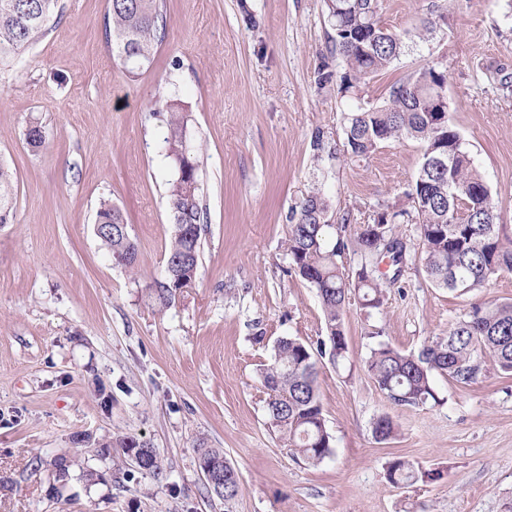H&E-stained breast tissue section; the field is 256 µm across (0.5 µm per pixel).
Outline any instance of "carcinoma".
Wrapping results in <instances>:
<instances>
[{
    "instance_id": "1",
    "label": "carcinoma",
    "mask_w": 512,
    "mask_h": 512,
    "mask_svg": "<svg viewBox=\"0 0 512 512\" xmlns=\"http://www.w3.org/2000/svg\"><path fill=\"white\" fill-rule=\"evenodd\" d=\"M106 38L128 72L137 74L149 66L166 31V0H109ZM331 42L341 58L343 71L322 73L324 88L336 82L337 93L350 100L341 112L343 141L337 142L320 130L310 138L316 170L340 158H369L391 141L411 139L422 145L420 167L404 193V200L375 212L370 224H350L351 212L336 217L324 185L313 180L291 208L286 238L290 270L316 289L323 312L326 338L308 343L282 337L274 355L261 365L269 426L293 453L317 465L331 455L334 444L327 430L316 386V366L323 359L337 365L346 360L344 313L349 294L358 295L361 308L383 307L385 288L395 285L413 245L397 232L399 224H414L418 249L428 280L436 288L468 293L490 285L503 272H512V242L500 237L497 204L463 147L459 134L445 121L436 123L433 94L448 82V72L431 62L415 76L392 83L381 105L365 100L363 87L390 67L404 52L402 35L385 29L380 22L382 0H325ZM61 15L60 0H0V59L14 56L45 34L53 17ZM187 115L172 106L163 110V143L167 157L184 172L167 189V204L173 234L165 256L164 275L146 289L148 305L164 310L178 300L183 288L193 286L200 261L201 224L205 210L197 180L198 162L184 153ZM448 156L437 161L443 141ZM15 215V182L9 168L0 163V224H10ZM97 223L112 225L107 234L96 235L112 257L125 259L133 271L138 262L136 243L128 233L123 211L102 201ZM359 256L351 270L344 265L348 253ZM512 376V302L481 300L471 305L449 329L423 345L418 353H405L381 344L373 349L366 369L379 389L396 406H425L437 401L434 376L465 387L477 381L485 362ZM377 440L388 441L399 433L389 416L374 423ZM120 447L127 455L145 449L137 467L161 473V459L151 444L124 437ZM224 462V477L207 491L219 498L238 494L239 479L218 448L198 449V462ZM74 460L56 455L49 466L54 476V495L62 497ZM437 473H426L398 458L387 469L394 485H413Z\"/></svg>"
}]
</instances>
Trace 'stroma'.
<instances>
[{
  "label": "stroma",
  "mask_w": 512,
  "mask_h": 512,
  "mask_svg": "<svg viewBox=\"0 0 512 512\" xmlns=\"http://www.w3.org/2000/svg\"><path fill=\"white\" fill-rule=\"evenodd\" d=\"M59 22L0 62V162L16 179L15 221L0 224V512H512V377L487 370L461 388L436 377L439 404L396 407L366 370L372 348L416 352L476 300L433 287L409 257L381 311L344 315L348 359L319 365L332 454L309 466L269 427L257 368L278 338H324L314 288L290 273L289 213L313 173L310 137L341 139L345 102L320 88L337 69L324 0H167L152 65L129 74L105 38L108 0H61ZM255 25H247L244 13ZM381 21L404 53L365 87H388L433 59L449 73L451 122L512 238V9L506 0H384ZM431 22V35L416 27ZM184 102L207 208L194 288L164 311L145 288L161 277L173 226L158 109ZM46 136L26 141L31 123ZM418 142L329 165L336 213L358 223L401 199ZM119 206L138 275L94 233L101 201ZM400 432L380 442L373 423ZM134 436L162 460L153 475L118 448ZM223 449L236 497L211 496L197 451ZM77 453L70 490L49 496L51 460ZM396 458L439 479L397 486ZM103 479L86 485L85 468Z\"/></svg>",
  "instance_id": "35a3bbf8"
}]
</instances>
